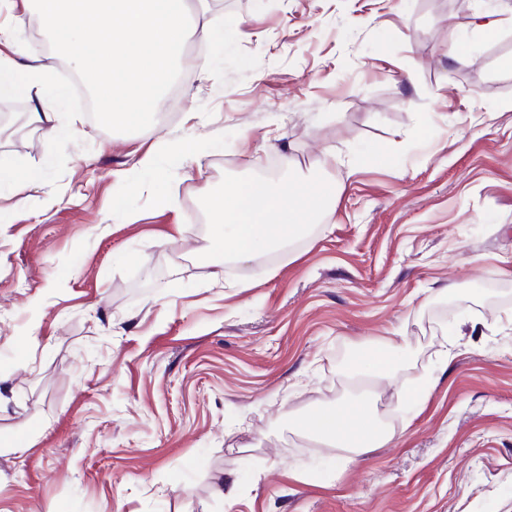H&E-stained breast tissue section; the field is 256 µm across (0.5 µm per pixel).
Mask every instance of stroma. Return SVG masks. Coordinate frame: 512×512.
<instances>
[{
	"label": "stroma",
	"mask_w": 512,
	"mask_h": 512,
	"mask_svg": "<svg viewBox=\"0 0 512 512\" xmlns=\"http://www.w3.org/2000/svg\"><path fill=\"white\" fill-rule=\"evenodd\" d=\"M230 14L255 70L219 83L188 42L150 128L80 115L58 186L0 185V512H512V0L190 11ZM17 119L0 156L42 165L30 101L0 98ZM327 150L316 223L248 260L214 250L225 183L275 158L290 184ZM384 342L394 379L353 384ZM366 393L385 447L346 459L304 431Z\"/></svg>",
	"instance_id": "35a3bbf8"
}]
</instances>
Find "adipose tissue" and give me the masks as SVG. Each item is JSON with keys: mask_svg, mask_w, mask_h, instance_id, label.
Returning a JSON list of instances; mask_svg holds the SVG:
<instances>
[{"mask_svg": "<svg viewBox=\"0 0 512 512\" xmlns=\"http://www.w3.org/2000/svg\"><path fill=\"white\" fill-rule=\"evenodd\" d=\"M18 92L36 101L43 117L51 116L58 93L37 58L26 56L19 43L10 52H0V97ZM316 167L320 179L297 183L304 191L299 204L289 200L287 186L274 181L225 189L223 196L211 202L217 215L211 226L214 246L244 260L294 240L335 195V153H324ZM305 428L326 444L354 455L384 447L392 439L375 411L361 402L319 410L307 417Z\"/></svg>", "mask_w": 512, "mask_h": 512, "instance_id": "1", "label": "adipose tissue"}]
</instances>
